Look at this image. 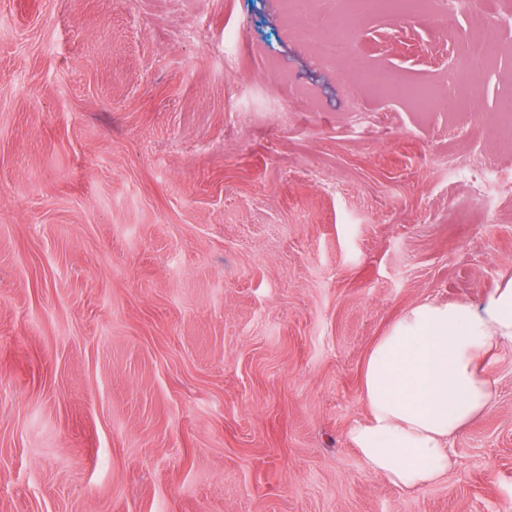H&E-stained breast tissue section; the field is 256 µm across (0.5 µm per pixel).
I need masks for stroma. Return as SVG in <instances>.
Returning a JSON list of instances; mask_svg holds the SVG:
<instances>
[{
    "instance_id": "obj_1",
    "label": "stroma",
    "mask_w": 512,
    "mask_h": 512,
    "mask_svg": "<svg viewBox=\"0 0 512 512\" xmlns=\"http://www.w3.org/2000/svg\"><path fill=\"white\" fill-rule=\"evenodd\" d=\"M446 11L326 61L288 0H0V512H512V345L443 480L347 437L395 319L512 271V191L442 164L512 174V0ZM477 34L466 111L358 80Z\"/></svg>"
}]
</instances>
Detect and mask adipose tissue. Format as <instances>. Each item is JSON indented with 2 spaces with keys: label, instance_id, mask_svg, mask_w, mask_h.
Here are the masks:
<instances>
[{
  "label": "adipose tissue",
  "instance_id": "ef3b65f1",
  "mask_svg": "<svg viewBox=\"0 0 512 512\" xmlns=\"http://www.w3.org/2000/svg\"><path fill=\"white\" fill-rule=\"evenodd\" d=\"M512 344V274L479 303L426 300L370 348L362 372L366 420L349 430L365 469L406 491L455 469L454 438L496 396L490 365Z\"/></svg>",
  "mask_w": 512,
  "mask_h": 512
}]
</instances>
